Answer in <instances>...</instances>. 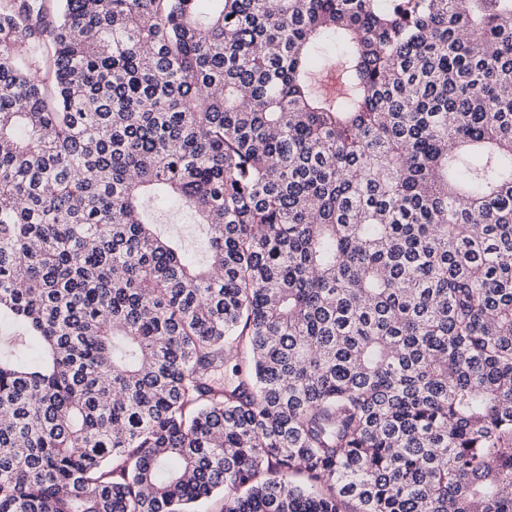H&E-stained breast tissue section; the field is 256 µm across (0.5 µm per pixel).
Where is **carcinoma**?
I'll return each instance as SVG.
<instances>
[{
	"mask_svg": "<svg viewBox=\"0 0 512 512\" xmlns=\"http://www.w3.org/2000/svg\"><path fill=\"white\" fill-rule=\"evenodd\" d=\"M510 488L512 0H0V512ZM162 221L167 223L169 231L187 241L196 242L198 239V227L193 216L186 209H172L162 213Z\"/></svg>",
	"mask_w": 512,
	"mask_h": 512,
	"instance_id": "obj_1",
	"label": "carcinoma"
}]
</instances>
